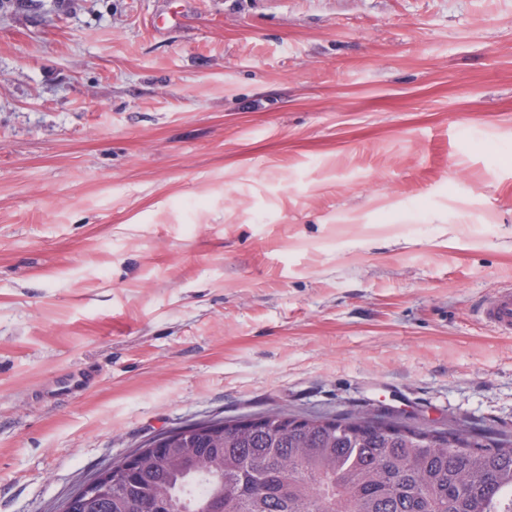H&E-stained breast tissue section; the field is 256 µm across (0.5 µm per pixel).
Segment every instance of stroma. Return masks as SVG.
<instances>
[{"instance_id":"1","label":"stroma","mask_w":512,"mask_h":512,"mask_svg":"<svg viewBox=\"0 0 512 512\" xmlns=\"http://www.w3.org/2000/svg\"><path fill=\"white\" fill-rule=\"evenodd\" d=\"M503 287L512 0H0V512L205 420L512 439ZM480 317L497 332L512 334V289L500 288L478 309Z\"/></svg>"}]
</instances>
